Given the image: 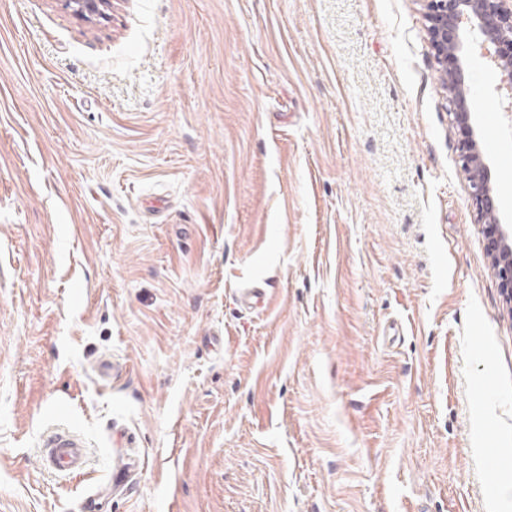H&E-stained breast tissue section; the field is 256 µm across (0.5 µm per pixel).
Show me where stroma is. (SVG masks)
Segmentation results:
<instances>
[{"label":"stroma","instance_id":"stroma-1","mask_svg":"<svg viewBox=\"0 0 512 512\" xmlns=\"http://www.w3.org/2000/svg\"><path fill=\"white\" fill-rule=\"evenodd\" d=\"M425 12L0 0V512H512V304ZM465 73L512 225V96ZM73 10L83 18L92 16H105L106 11L112 6V0H69ZM42 448L43 459L49 469L66 475H78L88 463V451L77 435L63 432L51 436Z\"/></svg>","mask_w":512,"mask_h":512}]
</instances>
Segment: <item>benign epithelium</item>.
<instances>
[{
  "label": "benign epithelium",
  "mask_w": 512,
  "mask_h": 512,
  "mask_svg": "<svg viewBox=\"0 0 512 512\" xmlns=\"http://www.w3.org/2000/svg\"><path fill=\"white\" fill-rule=\"evenodd\" d=\"M430 20V39L442 76L451 91V115L463 121L468 115L469 87L465 82V60L461 24L476 32L479 48L501 72V82L512 92V0H423ZM83 18L105 16L112 0H69ZM461 167L468 173L471 197L481 224L487 226L493 249L499 252L494 270L503 293L512 302V230L499 224L492 186L478 141L466 135L458 146Z\"/></svg>",
  "instance_id": "obj_1"
}]
</instances>
